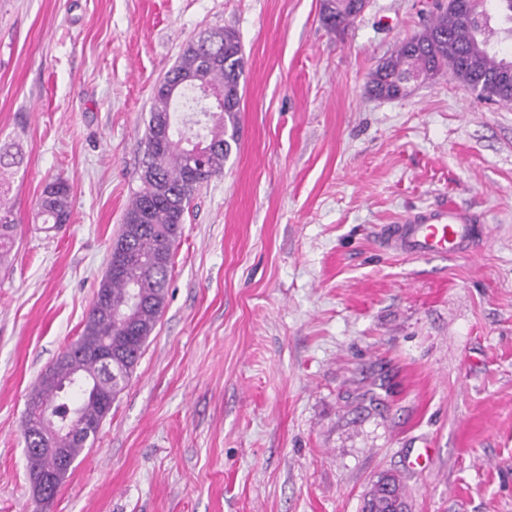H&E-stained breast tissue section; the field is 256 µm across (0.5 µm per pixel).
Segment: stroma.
<instances>
[{"label":"stroma","instance_id":"35a3bbf8","mask_svg":"<svg viewBox=\"0 0 512 512\" xmlns=\"http://www.w3.org/2000/svg\"><path fill=\"white\" fill-rule=\"evenodd\" d=\"M427 0H0V141L18 221L0 270V512H361L384 473L410 512H512V108L452 75L378 98ZM238 37L239 145L195 194L164 313L48 504L23 425L81 335L140 183L153 92L208 31ZM71 189L68 224L37 203ZM453 204L475 253L384 249ZM365 2V0H324L323 20L331 29L344 30L361 14ZM70 186L64 180L48 184L38 204L37 216L42 224H52L44 229L57 228L70 219Z\"/></svg>","mask_w":512,"mask_h":512}]
</instances>
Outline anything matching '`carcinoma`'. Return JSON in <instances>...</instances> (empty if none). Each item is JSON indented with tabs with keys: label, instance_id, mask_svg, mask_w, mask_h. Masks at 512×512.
Returning <instances> with one entry per match:
<instances>
[{
	"label": "carcinoma",
	"instance_id": "carcinoma-1",
	"mask_svg": "<svg viewBox=\"0 0 512 512\" xmlns=\"http://www.w3.org/2000/svg\"><path fill=\"white\" fill-rule=\"evenodd\" d=\"M364 7L365 0H323L322 17L329 28L343 30ZM503 12L512 21V0H449L436 5L424 28L377 66L371 91L394 98L448 72L477 97L512 105V88L501 82L512 58L501 57L495 50L504 39H512V27L498 26ZM242 72L241 46L234 33L223 32L222 42L207 48L197 42L188 44L167 80L200 81L214 95L224 96L223 111L210 113L203 125L185 120L184 128L170 132L159 147L158 121L174 118V99L154 91L137 172L140 187L110 248V257H122L120 269L100 282L103 296L93 302L83 332L74 342V356L40 375L28 400L24 437L28 447L37 449L28 461L29 477L50 480L55 493L83 450L97 439L65 427L76 414L88 425L102 426L126 388L165 309L174 244L182 234L190 203L205 182L224 173V161L238 145ZM22 162L18 144L0 143V267L10 260L17 227L13 208L4 199V180ZM70 214L68 183L58 179L48 184L38 204L42 223L57 228L68 223ZM105 348L112 353L108 366L97 363V352ZM74 378H87L91 386V392L77 403L71 397L74 389L67 387ZM397 507L407 508L406 495L392 476L372 486L362 510L394 512Z\"/></svg>",
	"mask_w": 512,
	"mask_h": 512
}]
</instances>
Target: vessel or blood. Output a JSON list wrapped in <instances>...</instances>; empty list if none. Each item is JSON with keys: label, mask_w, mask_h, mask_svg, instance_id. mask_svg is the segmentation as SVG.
Here are the masks:
<instances>
[{"label": "vessel or blood", "mask_w": 512, "mask_h": 512, "mask_svg": "<svg viewBox=\"0 0 512 512\" xmlns=\"http://www.w3.org/2000/svg\"><path fill=\"white\" fill-rule=\"evenodd\" d=\"M478 230L470 215L459 208L438 207L407 217L404 223L385 230L384 246L413 256L453 257L466 252Z\"/></svg>", "instance_id": "1"}]
</instances>
